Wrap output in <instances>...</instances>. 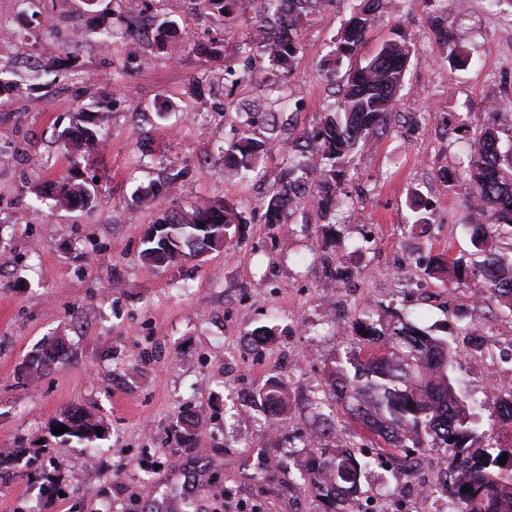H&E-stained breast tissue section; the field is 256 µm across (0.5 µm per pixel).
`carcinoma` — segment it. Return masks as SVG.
<instances>
[{
    "mask_svg": "<svg viewBox=\"0 0 512 512\" xmlns=\"http://www.w3.org/2000/svg\"><path fill=\"white\" fill-rule=\"evenodd\" d=\"M240 2L196 0L202 14L225 18L235 12ZM257 2L260 10L250 35L243 40V50L249 59L274 75L268 84V96L285 108L292 90L275 75L291 67L295 60L299 52L296 36L312 7L332 0ZM372 21L371 0H361L353 7L328 53L329 59L323 63L327 76L335 74L332 66L341 58L358 53ZM284 23L288 26L286 38L279 35ZM232 38L234 32L229 27L224 29V38L207 45L197 43L193 50L207 59L218 57L225 42ZM409 53L407 37L396 33L365 65L347 74L334 111L290 143L279 138L281 128L290 120L285 113L264 112L260 103L255 105V111L247 113L246 125L261 127L265 135L256 138L247 130L228 141L221 149L226 170L249 180L261 174L259 163L272 148L279 145L295 154L280 184L263 203L264 223L279 224L290 211L310 203L325 220L330 242H336V224L348 223L345 215L353 205L351 197L342 192L349 158L359 145L389 131L392 122L400 117L396 112L397 92ZM102 138L98 124L75 126L68 130L63 148L74 163L76 157L97 149ZM499 141L498 125L484 124L473 137L464 176L469 202L477 203L484 218V225L476 228L472 237V244L483 260L469 266L460 258L439 257L429 274L457 280L468 274L479 283V299L499 303L512 313V243L507 247L501 245V238L512 237V156L502 154ZM189 175L191 170L186 167H165L161 178L137 187L133 193L136 206L153 204L156 209L143 240L142 258L147 269L223 248L230 242L232 227L245 223L239 208L223 200L189 210L161 206L158 199L163 186ZM46 193L58 208H86L94 201L95 188L91 183H73L62 177L49 182ZM362 330L367 335L348 357V366L327 370L329 397L369 432L387 455L392 456L397 450L407 456L453 450L451 468L459 473L454 484L459 512H512V451L501 465L498 458L505 453L504 449L483 448L473 452L469 448L478 415L455 392L450 371L456 352L448 347V342L391 311L376 321H356L355 335ZM384 336L391 339L387 349L380 344ZM65 357V347L58 341L32 359L30 370L36 373L45 363L60 362ZM260 395L273 423H281L288 411V394L283 385L271 383L261 389ZM496 408L502 426L511 427V387L496 397ZM58 424L69 427L64 436L87 448L100 439L96 434L100 422L79 408L67 411ZM293 466L304 481L334 503L343 506L354 501L361 465L351 449L328 448L318 437L309 442L305 455L293 460Z\"/></svg>",
    "mask_w": 512,
    "mask_h": 512,
    "instance_id": "obj_1",
    "label": "carcinoma"
}]
</instances>
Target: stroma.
Returning a JSON list of instances; mask_svg holds the SVG:
<instances>
[{"mask_svg": "<svg viewBox=\"0 0 512 512\" xmlns=\"http://www.w3.org/2000/svg\"><path fill=\"white\" fill-rule=\"evenodd\" d=\"M132 24L116 23L115 0H0V79L19 84L0 95V512H336L304 484L289 460L311 433L333 425L329 446L348 445L349 425L329 398V366L357 343L353 323L391 309L461 350L451 371L459 397L477 406L472 448L512 447L498 423L499 393L485 355L463 329L483 326L512 340V314L477 300L476 283L441 282L427 270L444 252L473 251V214L462 172L466 143L488 119L512 149V0L459 10L457 0H397L380 12L356 60L334 77L320 64L349 19L354 0L315 10L299 34L300 51L285 73L297 101L295 132L317 125L339 99V79L365 63L395 33L411 39L398 93L396 124L349 159L344 188L350 223L333 247L308 206L286 223H264L262 204L286 166L274 150L262 177L225 175L219 152L243 129L237 108L260 97L267 75L227 43L225 59L201 63L184 52L190 39L219 37L222 19L200 17L191 0H150ZM176 30L174 57L143 46L129 57L130 30L163 20ZM448 30L452 47L439 43ZM69 45L76 64L53 63L45 50ZM465 56L455 67L449 49ZM250 78L225 92V63ZM115 97L104 114V149L68 164L61 134L83 104ZM172 105L161 120L154 104ZM190 177L165 186L164 205L189 209L214 199L238 205L247 223L230 244L159 272L145 271L142 240L153 210L129 211L140 184L167 160ZM65 176L96 180L91 207L56 210L43 196ZM426 204V223L408 201ZM269 327L271 336L255 331ZM64 338L67 357L31 380L22 368L38 348ZM288 390L286 419L271 424L258 393L270 381ZM81 408L101 420L95 452L53 432ZM199 418L185 432V411ZM373 457L358 501L383 500L404 512L405 488L436 470Z\"/></svg>", "mask_w": 512, "mask_h": 512, "instance_id": "stroma-1", "label": "stroma"}]
</instances>
